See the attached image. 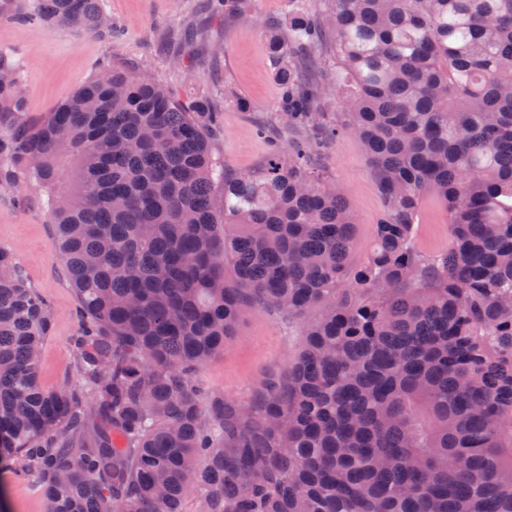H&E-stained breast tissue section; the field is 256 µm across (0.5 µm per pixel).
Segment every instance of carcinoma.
<instances>
[{
    "label": "carcinoma",
    "instance_id": "obj_1",
    "mask_svg": "<svg viewBox=\"0 0 512 512\" xmlns=\"http://www.w3.org/2000/svg\"><path fill=\"white\" fill-rule=\"evenodd\" d=\"M24 20L112 33L104 0ZM264 37L276 112L319 138L235 176L206 96L104 66L32 121L0 53V188L45 189L83 321L76 383L45 389L51 312L0 248V469L48 512H512V0H288ZM330 96L344 119L317 111ZM345 132L386 200L360 264L311 163ZM430 193L448 248L427 256ZM254 306L303 341L235 403L195 376ZM415 239L418 247L427 254L448 246V223L440 202L432 195L422 201Z\"/></svg>",
    "mask_w": 512,
    "mask_h": 512
}]
</instances>
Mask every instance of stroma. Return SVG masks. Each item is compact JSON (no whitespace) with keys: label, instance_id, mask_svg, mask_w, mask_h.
Returning a JSON list of instances; mask_svg holds the SVG:
<instances>
[{"label":"stroma","instance_id":"1","mask_svg":"<svg viewBox=\"0 0 512 512\" xmlns=\"http://www.w3.org/2000/svg\"><path fill=\"white\" fill-rule=\"evenodd\" d=\"M112 19L108 35L79 34L65 27L0 18V52L23 64L29 116L51 112L69 93L105 65L153 75L189 99L205 94L217 112L216 151L227 174L263 167L272 143L306 138V131L275 118L278 87L266 58L263 30L283 16L287 0H249L243 17L224 14L221 0H105ZM251 102V110L233 100ZM317 164L344 191L356 219L354 261L365 258L372 231L385 210L359 138L346 133ZM415 239L427 254L448 244L444 209L434 196L422 201ZM0 246L12 249L22 269L54 316L42 347L41 384L48 389L76 381L72 339L79 330L77 299L53 243L52 226L42 206V188L29 182L15 192L0 190ZM301 322L273 307L251 308L235 340L197 374L198 381L226 399L252 400L265 377L283 371L301 342ZM0 512H47L34 482L0 474Z\"/></svg>","mask_w":512,"mask_h":512}]
</instances>
